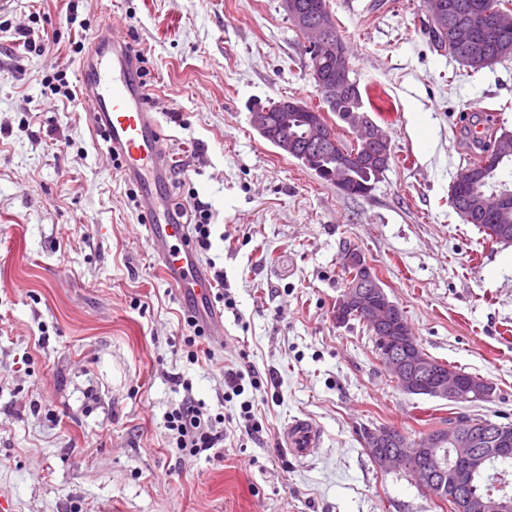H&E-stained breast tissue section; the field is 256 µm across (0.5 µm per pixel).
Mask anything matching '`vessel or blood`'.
<instances>
[{
  "mask_svg": "<svg viewBox=\"0 0 512 512\" xmlns=\"http://www.w3.org/2000/svg\"><path fill=\"white\" fill-rule=\"evenodd\" d=\"M80 99L90 121L124 180L137 190L148 243L166 279L192 303L191 316L208 335L224 337V314L213 299V282L201 263L182 211L169 191L172 157L150 90L137 74V58L127 39L102 29L92 52L81 62ZM293 457L311 455L319 429L296 419L284 430Z\"/></svg>",
  "mask_w": 512,
  "mask_h": 512,
  "instance_id": "b4317fda",
  "label": "vessel or blood"
}]
</instances>
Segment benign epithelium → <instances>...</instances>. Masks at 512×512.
<instances>
[{"label": "benign epithelium", "instance_id": "obj_1", "mask_svg": "<svg viewBox=\"0 0 512 512\" xmlns=\"http://www.w3.org/2000/svg\"><path fill=\"white\" fill-rule=\"evenodd\" d=\"M281 6L291 24L311 37L307 49H314L320 56H331L336 58L337 63L347 65L349 55L344 44L334 36L336 21L331 13L326 11L311 16L299 9L296 0H281ZM316 56L309 55L308 74L323 103L332 110L343 97L355 93V90L346 84L331 88L316 62ZM250 123L265 139L269 138L271 125H277L280 135L272 139V143L287 155L297 153L298 139L296 134L288 133V129H303L302 136L308 150L300 154V159L337 185L348 178V156L343 151L334 152L336 144L327 135L322 121L304 104L283 100L273 112L258 108L251 112ZM349 127L362 145V151L388 159L380 138L372 132L368 117L351 119ZM326 156L333 158L331 165H319L320 159ZM353 308L363 314L364 322L373 333L381 336L378 360L404 392L415 393L426 387L438 398L463 403L486 398L490 394L486 380L466 379L451 368L443 369L427 355L412 349L409 337L393 335L401 308L390 300L374 274H368L345 289L333 313L336 324H342L344 311ZM363 443L366 454L380 471L406 469L422 487L446 491L450 499L469 487L474 477L485 470L489 458L512 456V433L505 427L487 421L476 424L469 421L437 428L413 443L405 442L397 430L381 427L369 430ZM444 449L453 462L464 463V468L456 473L454 482L450 484L447 483V466L443 461ZM469 502L472 512H512V496L507 493L489 499L471 497Z\"/></svg>", "mask_w": 512, "mask_h": 512}]
</instances>
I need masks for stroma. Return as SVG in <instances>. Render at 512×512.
Segmentation results:
<instances>
[{"label": "stroma", "instance_id": "obj_1", "mask_svg": "<svg viewBox=\"0 0 512 512\" xmlns=\"http://www.w3.org/2000/svg\"><path fill=\"white\" fill-rule=\"evenodd\" d=\"M351 78L391 139L387 170L349 196L280 155L253 106H318L304 40L280 0H15L0 12V512H439L407 471H379L364 430L409 437L459 414L512 423V243L448 201L471 153L459 112L512 133V59L473 75L434 51L427 0H328ZM149 59L180 159L176 202L211 214L204 265L235 306L224 340L190 362L186 308L161 273L129 186L81 104L77 42L105 25ZM362 252L432 358L494 386L455 404L402 392L359 321L339 326L343 246ZM253 370L260 389L224 386ZM229 422L220 448H170L185 395ZM263 430L249 434L242 401ZM313 421L303 460L284 427Z\"/></svg>", "mask_w": 512, "mask_h": 512}]
</instances>
